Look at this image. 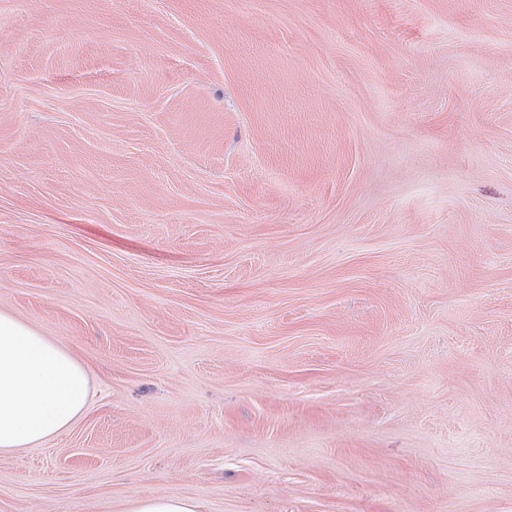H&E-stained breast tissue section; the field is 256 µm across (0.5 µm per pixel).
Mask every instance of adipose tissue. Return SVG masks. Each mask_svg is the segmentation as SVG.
I'll use <instances>...</instances> for the list:
<instances>
[{"label":"adipose tissue","instance_id":"obj_1","mask_svg":"<svg viewBox=\"0 0 512 512\" xmlns=\"http://www.w3.org/2000/svg\"><path fill=\"white\" fill-rule=\"evenodd\" d=\"M89 377L67 350L0 310V455L68 431L87 409Z\"/></svg>","mask_w":512,"mask_h":512}]
</instances>
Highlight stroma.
<instances>
[{
  "label": "stroma",
  "instance_id": "stroma-1",
  "mask_svg": "<svg viewBox=\"0 0 512 512\" xmlns=\"http://www.w3.org/2000/svg\"><path fill=\"white\" fill-rule=\"evenodd\" d=\"M0 310V512H512V0H0ZM89 377L67 350L0 310V455L68 431L87 409ZM124 512H202L201 503L193 497L181 495L136 496Z\"/></svg>",
  "mask_w": 512,
  "mask_h": 512
}]
</instances>
